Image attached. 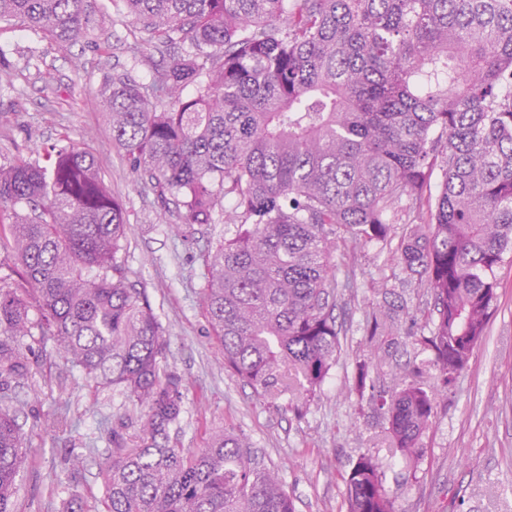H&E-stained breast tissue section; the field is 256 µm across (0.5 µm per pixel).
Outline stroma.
<instances>
[{"label":"stroma","mask_w":512,"mask_h":512,"mask_svg":"<svg viewBox=\"0 0 512 512\" xmlns=\"http://www.w3.org/2000/svg\"><path fill=\"white\" fill-rule=\"evenodd\" d=\"M87 2L84 35L66 49L40 32L0 26V49L15 67L12 84L0 85V163L38 159L62 139L94 155L129 227L119 258L130 283L146 290L169 340L168 367L185 383L178 447L198 450L210 432L234 426L259 461L279 469L297 512H346L343 479L367 452L379 460L396 512H512V253L497 271L499 298L487 334L448 395L438 398L418 464L393 451L376 401L395 364L421 367L433 383L432 354L414 339L432 299L405 282L388 250H352V286L335 311L341 352L305 416L296 418L287 401L259 398L225 370L205 302L208 253L235 226H188L165 212L150 186L135 179L100 109L107 77L148 83L162 57L150 48L132 55L129 20L114 9L101 22L106 0ZM399 298L406 305L400 331L372 345L369 311ZM378 354L385 367L360 383L359 366ZM28 357V375L0 394L26 448L18 512H61L75 495L87 512H103L100 463L112 453L113 427L132 410L119 392L88 381L51 337L33 343Z\"/></svg>","instance_id":"35a3bbf8"}]
</instances>
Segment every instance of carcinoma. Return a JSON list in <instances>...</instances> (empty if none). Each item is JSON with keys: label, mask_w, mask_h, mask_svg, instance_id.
I'll list each match as a JSON object with an SVG mask.
<instances>
[{"label": "carcinoma", "mask_w": 512, "mask_h": 512, "mask_svg": "<svg viewBox=\"0 0 512 512\" xmlns=\"http://www.w3.org/2000/svg\"><path fill=\"white\" fill-rule=\"evenodd\" d=\"M86 0H0L67 48ZM135 53L169 52L150 85L114 75L101 93L112 141L182 224H238L210 251L205 299L224 368L262 399L302 410L336 365L340 246L387 245L404 211L417 223L389 260L430 292L417 344L443 391L468 367L512 251V0H122ZM193 95L186 96L187 87ZM441 174L430 191L434 170ZM16 269L0 277V385L29 373L21 341L50 336L85 377L141 410L112 430L104 512H296L275 471L234 429L186 452L168 339L118 260L123 209L87 151L0 164V229ZM37 318H31V311ZM370 339L400 318L383 302ZM382 401L405 460L422 456L435 397L395 376ZM25 461L0 409V512H16ZM348 512H395L378 459L344 477Z\"/></svg>", "instance_id": "1"}]
</instances>
